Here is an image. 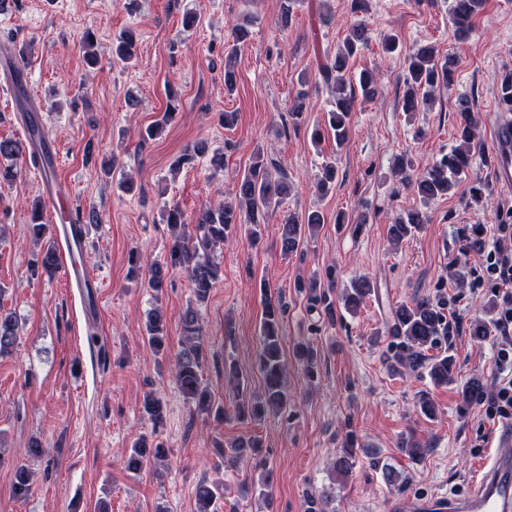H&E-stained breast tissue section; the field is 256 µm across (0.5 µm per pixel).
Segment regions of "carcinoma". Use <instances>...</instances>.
Listing matches in <instances>:
<instances>
[{
  "label": "carcinoma",
  "mask_w": 512,
  "mask_h": 512,
  "mask_svg": "<svg viewBox=\"0 0 512 512\" xmlns=\"http://www.w3.org/2000/svg\"><path fill=\"white\" fill-rule=\"evenodd\" d=\"M482 7V0H452L451 17L457 38L469 36L473 19ZM367 42L363 28L355 26L342 49L322 68L325 81L336 84V109L328 112L327 124L334 131L336 143L343 144L349 136L348 118L354 108L355 91L346 79L349 60ZM136 50V39L133 30L125 29L116 38L113 45L114 59L127 63L132 60ZM235 50L225 53L224 90L232 93L236 87V74L230 61ZM407 73L404 78L403 107L406 111H414L420 104H431L435 101V92L443 84H452L456 61L453 56L440 57L431 47H420L406 57ZM361 95L373 98L378 94L375 75L364 70L359 77ZM167 106L159 119L140 133L145 141L157 136L171 121L176 110L175 101L178 94L171 88L167 89ZM457 141L448 153L429 166L416 179H411L407 168L409 163L400 162L398 169L402 180L416 185V192L421 202L428 203L450 193L459 178L467 175L473 156L477 120L473 111L472 100L461 96L456 102ZM207 147L203 142L186 146L183 153L176 159L178 167L202 156ZM27 153L26 146L20 141L0 140V184H12L18 177V161ZM276 164L261 153L252 157L248 169L241 175L236 184V203H220L209 207L200 214L195 230L189 224L183 210L173 205L162 215L164 223L171 229L172 242L169 258L164 263L154 264L148 275L147 287L154 296H160L167 286L169 272L178 268L188 271L193 294L196 301L203 302L208 298L211 289L221 276V268L209 258L212 249L221 247L244 224L249 225L248 231L252 240L260 235L261 224L264 223L265 212L277 200L288 196L290 180L288 173L277 168L278 177H273L272 168ZM337 171L332 162L322 167L319 189L326 193L336 183ZM426 220V214L418 208L407 211L390 225L389 234L393 242L398 243L411 236ZM323 223V216L318 211H311L301 221L288 219L282 225L281 251L288 256L298 249L306 233L318 228ZM57 266V256L52 245L45 246L37 254L34 271L52 273ZM309 310L321 309V314L332 321L335 317L333 301L317 291V284L306 285ZM373 284L366 278H359L346 289L342 299L346 309L357 311L365 297L371 294ZM448 296L441 291L432 297L415 299L410 303H402L394 311V324L391 329L393 341L388 348L387 362L396 363L405 368L417 370L425 368L433 382L437 385L448 383L451 378L453 359L448 354H437L428 357L424 351L437 349L448 339V318L446 315ZM288 306L282 298L272 300L265 297L262 313V340L259 354V369L264 380V394L258 399L244 395V387L236 384L239 402L235 405V416L238 418H257L262 412L271 410L284 414L288 409L287 364L280 345L282 323ZM183 330L182 350L174 362V374L178 388L196 407L207 413L220 417L224 409L215 405L211 392L202 375L203 330L197 311L189 307L181 319ZM145 335L149 346L158 355L166 353L167 348L166 322L157 309L150 312L145 323ZM19 337L18 322L10 313L0 312V356L9 354L17 344ZM143 410L156 424L164 420V409L161 400L148 395L143 402ZM165 456V449L159 443L145 438L137 441L132 453L127 458V469L138 471L153 458ZM32 491L31 476L23 466L14 471V492L20 498L27 497ZM196 512H218L215 490L206 483L199 484L195 489Z\"/></svg>",
  "instance_id": "cac0c4a2"
}]
</instances>
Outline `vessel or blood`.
Here are the masks:
<instances>
[{
	"instance_id": "obj_1",
	"label": "vessel or blood",
	"mask_w": 512,
	"mask_h": 512,
	"mask_svg": "<svg viewBox=\"0 0 512 512\" xmlns=\"http://www.w3.org/2000/svg\"><path fill=\"white\" fill-rule=\"evenodd\" d=\"M495 144L494 175L497 182L512 184V114L501 112L493 127ZM37 157V167L43 179L41 186L46 205L57 217V232L63 239L70 263L61 269L63 278L77 288H93L97 279L82 262L86 251L87 232L83 224L71 218V211L64 203L68 186L52 178L51 170L58 163V151L49 135L32 140ZM390 512H512V424L503 427L496 436V449L482 463L480 476L472 489L460 496L435 494L396 501Z\"/></svg>"
}]
</instances>
